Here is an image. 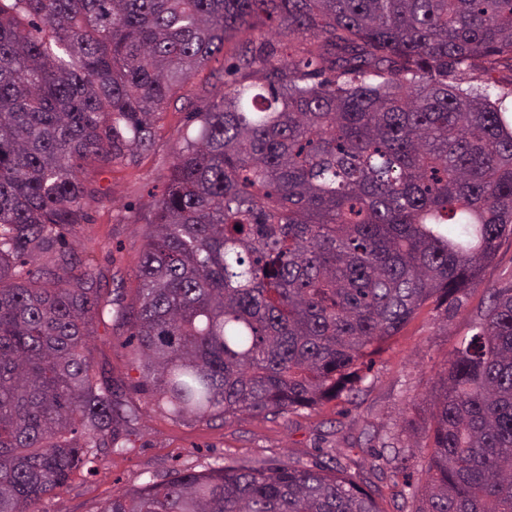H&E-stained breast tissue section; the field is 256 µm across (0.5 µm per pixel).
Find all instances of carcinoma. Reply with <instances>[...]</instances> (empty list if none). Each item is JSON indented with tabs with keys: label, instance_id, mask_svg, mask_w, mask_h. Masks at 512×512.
<instances>
[{
	"label": "carcinoma",
	"instance_id": "1",
	"mask_svg": "<svg viewBox=\"0 0 512 512\" xmlns=\"http://www.w3.org/2000/svg\"><path fill=\"white\" fill-rule=\"evenodd\" d=\"M261 20L300 44L251 42L224 67L145 231L128 323L173 416L351 401L366 359L512 236V111L462 87L512 70V0H0V512H44L127 451L90 350L125 314L66 241L85 171L152 147L173 91ZM488 294L423 425L400 426L428 448L404 482L414 512H512V285ZM397 440L372 451L395 476ZM377 494L274 460L148 481L101 512H381Z\"/></svg>",
	"mask_w": 512,
	"mask_h": 512
}]
</instances>
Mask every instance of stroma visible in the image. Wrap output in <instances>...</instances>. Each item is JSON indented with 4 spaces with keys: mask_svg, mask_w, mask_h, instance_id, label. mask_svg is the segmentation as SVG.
I'll return each instance as SVG.
<instances>
[{
    "mask_svg": "<svg viewBox=\"0 0 512 512\" xmlns=\"http://www.w3.org/2000/svg\"><path fill=\"white\" fill-rule=\"evenodd\" d=\"M264 40L279 50L286 45L269 22L229 36L223 53L214 55L172 95L149 150L132 163L87 170V219L75 225L71 240L76 253L91 259L101 272L114 305L129 309L137 304L136 273L144 232L165 191L173 146L187 126L188 112L200 105L203 95L223 92L227 58L248 42ZM506 282H512V237L501 242L481 285L468 289L458 306L425 304L384 345L345 417L340 416L336 400L276 416L174 417L140 387L136 343L128 326L111 318L99 321L91 344L93 363L122 388L126 408L137 414L130 424L129 449L100 454L95 471H77L44 508L46 512H99L112 495L151 479L163 481L186 470L200 471L215 462L243 465L281 459L307 467L313 464L318 445L349 473L375 478L365 452L369 439L387 440L404 405L427 397L449 353L472 336L474 320L488 304V286Z\"/></svg>",
    "mask_w": 512,
    "mask_h": 512,
    "instance_id": "35a3bbf8",
    "label": "stroma"
}]
</instances>
